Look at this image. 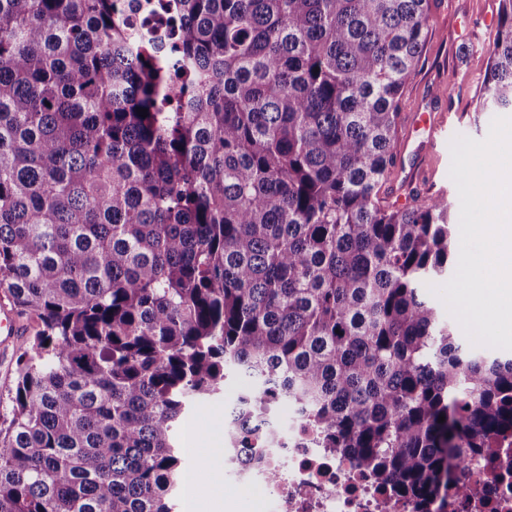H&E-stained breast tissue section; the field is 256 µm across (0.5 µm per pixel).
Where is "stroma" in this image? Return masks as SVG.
Segmentation results:
<instances>
[{
  "label": "stroma",
  "mask_w": 512,
  "mask_h": 512,
  "mask_svg": "<svg viewBox=\"0 0 512 512\" xmlns=\"http://www.w3.org/2000/svg\"><path fill=\"white\" fill-rule=\"evenodd\" d=\"M498 0H431L432 34L422 62L405 88L400 112L402 118L412 113H447L462 127L464 136L485 139L493 113L475 109L476 96L482 87L486 68V51L490 35L497 24ZM470 47L466 59H459L462 47ZM395 159L406 170L418 168L420 162L432 167L431 180L408 178L406 195H424L435 191L447 198L452 214H459L457 187L449 176L451 152L449 141H437L424 146L420 153L406 150L397 142ZM21 334L7 355H0V418L6 417L7 407L2 396L14 389L18 373L16 359L30 345L37 330L33 315L20 317ZM245 387L242 378L234 376L224 383L223 394L204 405L193 408L183 420L178 436L185 450V469L203 470L204 451L214 444H226L228 413Z\"/></svg>",
  "instance_id": "stroma-1"
}]
</instances>
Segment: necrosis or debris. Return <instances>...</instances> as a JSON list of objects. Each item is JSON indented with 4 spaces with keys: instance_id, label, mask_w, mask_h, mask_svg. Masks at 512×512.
<instances>
[{
    "instance_id": "obj_1",
    "label": "necrosis or debris",
    "mask_w": 512,
    "mask_h": 512,
    "mask_svg": "<svg viewBox=\"0 0 512 512\" xmlns=\"http://www.w3.org/2000/svg\"><path fill=\"white\" fill-rule=\"evenodd\" d=\"M276 447L261 465L236 469L234 479L249 492L270 493L277 512H414L411 501L379 488L363 471L324 448H303L294 427L278 430ZM486 463L470 461L460 482L474 486L467 499L448 493V512H512V475L491 482Z\"/></svg>"
}]
</instances>
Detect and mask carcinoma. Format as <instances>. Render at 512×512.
Wrapping results in <instances>:
<instances>
[{
	"label": "carcinoma",
	"mask_w": 512,
	"mask_h": 512,
	"mask_svg": "<svg viewBox=\"0 0 512 512\" xmlns=\"http://www.w3.org/2000/svg\"><path fill=\"white\" fill-rule=\"evenodd\" d=\"M148 2L167 63L127 0H0V289L40 323L0 512H173L178 428L231 375L243 465L286 405L426 512L467 457L512 472V357L420 292L448 200L381 196L430 0ZM476 111L512 112V0ZM143 2H145V0H134L133 3H129V9L127 11L128 27L136 33L149 32V28H151L153 31H158V34H160L162 31L161 24L144 13L139 6Z\"/></svg>",
	"instance_id": "1"
}]
</instances>
